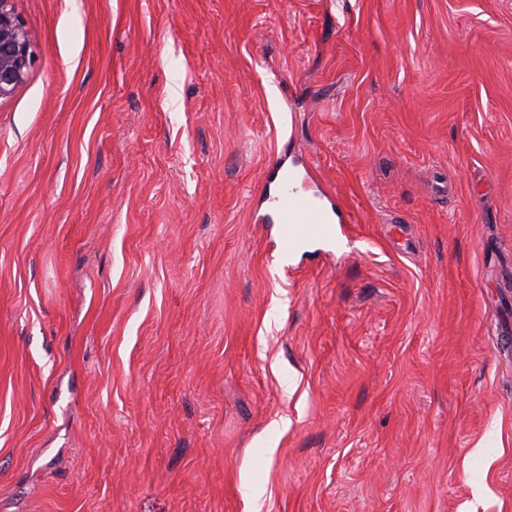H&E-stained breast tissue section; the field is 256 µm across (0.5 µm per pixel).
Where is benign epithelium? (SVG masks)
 I'll return each instance as SVG.
<instances>
[{"label": "benign epithelium", "mask_w": 512, "mask_h": 512, "mask_svg": "<svg viewBox=\"0 0 512 512\" xmlns=\"http://www.w3.org/2000/svg\"><path fill=\"white\" fill-rule=\"evenodd\" d=\"M33 59L29 33L12 0H0V99L10 97L24 83Z\"/></svg>", "instance_id": "benign-epithelium-1"}]
</instances>
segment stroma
I'll list each match as a JSON object with an SVG mask.
<instances>
[{"label":"stroma","mask_w":512,"mask_h":512,"mask_svg":"<svg viewBox=\"0 0 512 512\" xmlns=\"http://www.w3.org/2000/svg\"><path fill=\"white\" fill-rule=\"evenodd\" d=\"M12 6L0 512H512V0ZM33 59L29 33L12 0H0V99L10 97L24 83ZM295 178L296 173L293 170L281 173L283 187L274 198L275 222L279 224L278 236L284 247L316 237H330L333 234V229L326 222L324 210L313 201H300L294 195V190L288 188Z\"/></svg>","instance_id":"stroma-1"}]
</instances>
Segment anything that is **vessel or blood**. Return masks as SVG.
<instances>
[{
  "instance_id": "vessel-or-blood-1",
  "label": "vessel or blood",
  "mask_w": 512,
  "mask_h": 512,
  "mask_svg": "<svg viewBox=\"0 0 512 512\" xmlns=\"http://www.w3.org/2000/svg\"><path fill=\"white\" fill-rule=\"evenodd\" d=\"M295 178V172L281 173L283 187L274 198L278 236L282 245L286 247L316 237H328L333 233L331 226L326 222L323 209L315 202L300 201L293 190H290L289 185Z\"/></svg>"
}]
</instances>
